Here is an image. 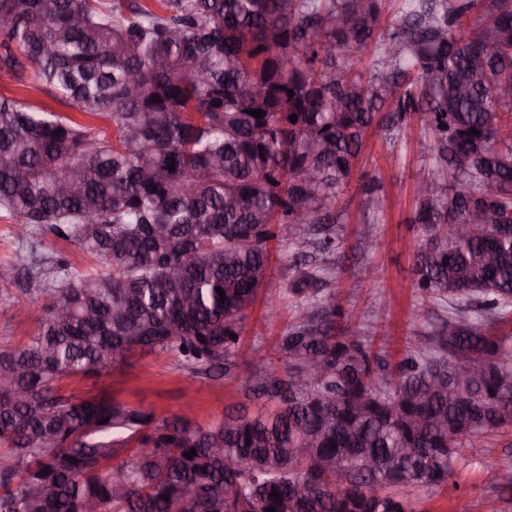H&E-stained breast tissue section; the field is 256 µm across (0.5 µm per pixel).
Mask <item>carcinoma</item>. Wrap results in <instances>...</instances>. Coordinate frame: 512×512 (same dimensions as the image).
I'll use <instances>...</instances> for the list:
<instances>
[{
	"instance_id": "obj_1",
	"label": "carcinoma",
	"mask_w": 512,
	"mask_h": 512,
	"mask_svg": "<svg viewBox=\"0 0 512 512\" xmlns=\"http://www.w3.org/2000/svg\"><path fill=\"white\" fill-rule=\"evenodd\" d=\"M156 2L0 0V74L112 123L0 96V212L23 244L61 233L109 267L44 257L37 332L0 350V512H415L408 491L443 486L465 442L512 427V336L486 328L512 307V0ZM412 118L415 288L464 311L394 364L354 312L300 303L274 355L237 363L269 242L299 248L317 224L335 254L367 132ZM383 203L367 179L365 223ZM480 212L495 223L458 237ZM325 283L300 269L287 291ZM144 351L206 377L241 367L273 409L200 426L56 388ZM314 360L321 381L297 388Z\"/></svg>"
}]
</instances>
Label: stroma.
Masks as SVG:
<instances>
[{"instance_id": "obj_1", "label": "stroma", "mask_w": 512, "mask_h": 512, "mask_svg": "<svg viewBox=\"0 0 512 512\" xmlns=\"http://www.w3.org/2000/svg\"><path fill=\"white\" fill-rule=\"evenodd\" d=\"M1 94L23 99L35 109L50 108L88 127L112 128L104 115L76 111L42 85H25L0 75ZM423 135V128L413 120L392 135L382 131L370 134L358 171L383 185L384 211L378 224H363L360 193L357 187H349L341 200L342 217L337 224L343 237L341 249L329 261L312 247L304 249L309 267L323 268L328 295L342 307L355 308L362 335L386 337L388 355L395 360L424 330L413 316L420 304L413 264L422 230L412 221L414 187L424 168L419 153ZM41 242L37 254L29 255L14 239L9 219L0 216V349L24 344L42 315L45 295L27 290L34 257L58 254L77 271L95 264L89 254L63 237L48 232ZM294 274L291 252L272 247L269 283L249 312L237 349L239 359L275 352L297 304L285 291ZM249 385L246 373L200 377L172 356L154 352L136 355L128 366L117 365L96 376H68L57 383L66 395H104L149 409L159 418L184 415L202 426L242 410L253 413L267 407L266 399L248 397ZM466 456L465 466L446 485L428 492L411 491L416 512H455L463 500L471 503L472 512H512V491L485 479L487 469L512 468V427L467 448Z\"/></svg>"}]
</instances>
